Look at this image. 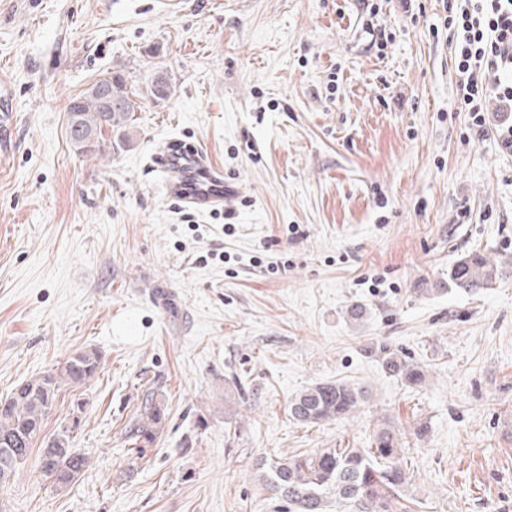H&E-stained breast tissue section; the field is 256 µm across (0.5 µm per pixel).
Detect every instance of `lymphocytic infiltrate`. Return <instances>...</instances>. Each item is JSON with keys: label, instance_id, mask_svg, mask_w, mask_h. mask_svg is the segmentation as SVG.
<instances>
[{"label": "lymphocytic infiltrate", "instance_id": "1", "mask_svg": "<svg viewBox=\"0 0 512 512\" xmlns=\"http://www.w3.org/2000/svg\"><path fill=\"white\" fill-rule=\"evenodd\" d=\"M448 30L456 65L455 93L470 115L477 139L493 135L512 156V0H454ZM497 110V128L488 132L485 114Z\"/></svg>", "mask_w": 512, "mask_h": 512}]
</instances>
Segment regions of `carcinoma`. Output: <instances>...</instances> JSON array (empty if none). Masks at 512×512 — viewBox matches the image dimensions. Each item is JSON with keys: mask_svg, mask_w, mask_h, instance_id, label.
<instances>
[{"mask_svg": "<svg viewBox=\"0 0 512 512\" xmlns=\"http://www.w3.org/2000/svg\"><path fill=\"white\" fill-rule=\"evenodd\" d=\"M112 105L104 104L92 84L68 107V135L81 154H107L117 145L105 139L103 130L115 133L130 130L135 112L124 76L109 75ZM155 102L172 94L165 71L154 72L146 89ZM503 276L502 267L481 253H471L448 270V287L465 292L490 288ZM389 373L410 386L426 380L427 366L399 352L381 347ZM99 356L93 352L72 354L56 372L31 377L0 400V483L10 480L16 467L30 456L52 411L61 387L87 383L99 368ZM364 401V391L342 381L316 383L289 402L291 416L305 424L340 419L355 411ZM166 420L164 401L155 392H146L131 418L128 430L129 451L142 459L146 447L154 443ZM78 423L66 426L42 441L37 466L57 491L77 483L89 467V457L71 446L72 432ZM402 441L390 428L378 430L370 448H326L316 454L259 464V481L275 498L285 504L284 512H326L331 496L339 505L337 512H411L403 503L400 487L405 472L399 464Z\"/></svg>", "mask_w": 512, "mask_h": 512, "instance_id": "carcinoma-1", "label": "carcinoma"}]
</instances>
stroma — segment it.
<instances>
[{"label": "stroma", "mask_w": 512, "mask_h": 512, "mask_svg": "<svg viewBox=\"0 0 512 512\" xmlns=\"http://www.w3.org/2000/svg\"><path fill=\"white\" fill-rule=\"evenodd\" d=\"M449 2L0 0L17 116L0 154V398L100 357L44 428L79 417L83 481L55 491L28 458L0 512H276L258 463L367 448L383 427L403 438L415 512H512V156L459 108ZM157 70L173 86L159 103ZM113 71L131 140L78 154L69 103ZM180 141L232 184L224 207H186L151 168ZM474 251L504 278L433 292ZM379 342L426 364L425 384L389 374ZM336 380L365 391L356 413L290 416ZM150 390L167 424L137 460L125 427ZM146 93L155 102L168 99L171 96L172 84L166 71L154 72Z\"/></svg>", "instance_id": "35a3bbf8"}]
</instances>
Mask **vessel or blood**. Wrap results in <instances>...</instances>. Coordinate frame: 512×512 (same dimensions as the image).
I'll return each instance as SVG.
<instances>
[{
	"label": "vessel or blood",
	"mask_w": 512,
	"mask_h": 512,
	"mask_svg": "<svg viewBox=\"0 0 512 512\" xmlns=\"http://www.w3.org/2000/svg\"><path fill=\"white\" fill-rule=\"evenodd\" d=\"M154 164L160 170L180 173L181 180L172 193L184 204L215 209L234 195L223 173L203 162L198 147L172 146L166 154L156 156Z\"/></svg>",
	"instance_id": "vessel-or-blood-1"
}]
</instances>
